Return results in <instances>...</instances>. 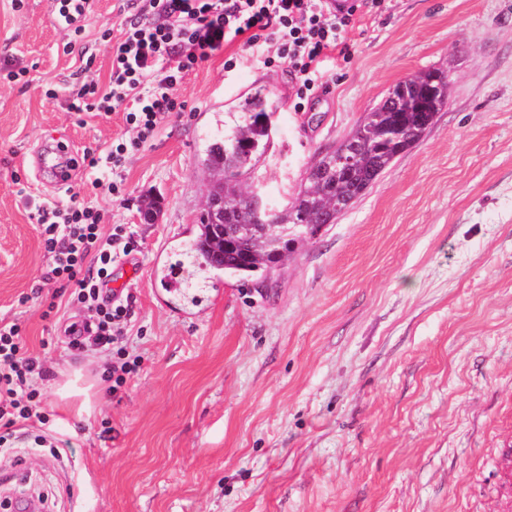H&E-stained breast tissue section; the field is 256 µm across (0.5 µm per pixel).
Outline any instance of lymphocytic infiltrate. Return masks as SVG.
I'll return each mask as SVG.
<instances>
[{"mask_svg": "<svg viewBox=\"0 0 512 512\" xmlns=\"http://www.w3.org/2000/svg\"><path fill=\"white\" fill-rule=\"evenodd\" d=\"M385 0H359L347 14L327 10L323 0H138L136 13L112 46L108 86L91 80L80 85L68 102L75 114L107 116L123 111L132 132L129 142L108 151L113 169H121L129 149L153 139L162 120L179 111L177 87L189 71L235 39H242L252 57L288 68L297 98L322 86L329 52L345 40L361 11L380 14ZM41 246L48 260L41 282L55 285L48 311L58 298L79 305L87 318L65 330L72 350L105 353L104 380L109 393L124 386L137 370L124 344L130 308L107 296L112 265L128 256L134 243L122 226L102 230V213L85 202L37 208ZM40 357L24 353L21 327L0 325V426L42 427L49 422L41 409L36 380L49 376Z\"/></svg>", "mask_w": 512, "mask_h": 512, "instance_id": "f902f5d3", "label": "lymphocytic infiltrate"}]
</instances>
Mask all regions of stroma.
Listing matches in <instances>:
<instances>
[{
  "mask_svg": "<svg viewBox=\"0 0 512 512\" xmlns=\"http://www.w3.org/2000/svg\"><path fill=\"white\" fill-rule=\"evenodd\" d=\"M358 18L328 61L330 96L295 98L285 67L234 40L190 72L183 111L130 154L123 198L81 167L40 175L50 146L76 153L124 137L122 113L78 122L70 93L90 66L107 83L132 12L90 0L81 33L50 0H0V322L52 374L41 406L61 455L33 435L0 454V502L43 512H512V0H388ZM233 67H226V60ZM448 71L447 108L424 138L266 285L210 274L182 302L152 274L197 232L198 169L224 133L220 103L264 89L276 108L254 181L282 206L318 152L388 88ZM87 200L136 244L130 355L118 395L76 419L55 394L106 356L71 351L72 306L43 318L37 205ZM159 200L154 223L141 219Z\"/></svg>",
  "mask_w": 512,
  "mask_h": 512,
  "instance_id": "obj_1",
  "label": "stroma"
}]
</instances>
